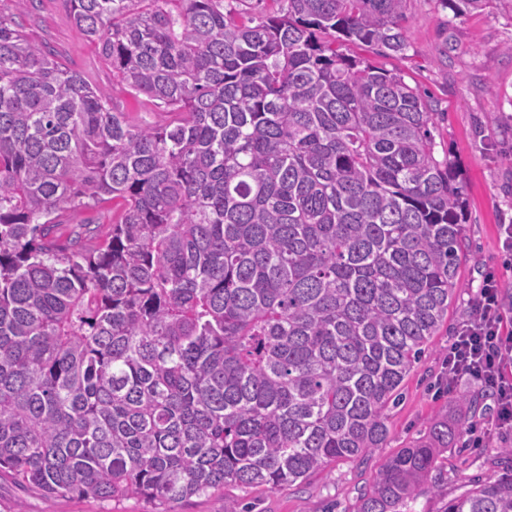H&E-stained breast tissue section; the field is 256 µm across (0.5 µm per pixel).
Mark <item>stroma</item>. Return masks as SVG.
Wrapping results in <instances>:
<instances>
[{
    "mask_svg": "<svg viewBox=\"0 0 512 512\" xmlns=\"http://www.w3.org/2000/svg\"><path fill=\"white\" fill-rule=\"evenodd\" d=\"M68 0H30L29 12L19 15L15 0H0V16L18 18L27 38L49 44L69 67L85 72L92 85L126 112L139 127L156 126L168 116L145 96H133L113 86L112 71L99 46L81 34L69 15ZM411 46L404 57L382 58L365 46H348L349 54L398 71L431 102L432 133L460 172L466 200L465 249L475 262L460 268L461 288L448 309V318L420 361L403 381V394L390 409L389 435L383 447L366 460L339 461L304 484L274 491L263 488L209 492L168 504L146 497L119 502L93 498L46 499L35 487H23L10 477L0 478V512H224V500L238 498L244 512H352L361 490L377 478L385 461L400 449L420 440L430 418L452 410L454 397L444 381L448 346L460 323L474 305L481 276L494 272L506 296H512V267L501 250L499 227L512 224V6H494L480 13L450 19L439 0H407ZM120 206L105 201L68 217L62 235L91 221L86 245H97ZM512 448V434L490 432L475 448L449 445L439 465L445 475L436 497H420L415 512H438L441 499L456 495L462 481L497 477L512 472V465L494 464L499 449Z\"/></svg>",
    "mask_w": 512,
    "mask_h": 512,
    "instance_id": "obj_1",
    "label": "stroma"
}]
</instances>
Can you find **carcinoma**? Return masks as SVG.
Here are the masks:
<instances>
[{
	"label": "carcinoma",
	"instance_id": "1",
	"mask_svg": "<svg viewBox=\"0 0 512 512\" xmlns=\"http://www.w3.org/2000/svg\"><path fill=\"white\" fill-rule=\"evenodd\" d=\"M283 2L69 0L112 80L164 105L147 128L0 20V474L164 506L385 442L460 287L463 192L419 90L345 52L406 55L407 0ZM109 198L103 243L57 235ZM468 428L433 418L355 512L438 496ZM441 512H512V476Z\"/></svg>",
	"mask_w": 512,
	"mask_h": 512
}]
</instances>
